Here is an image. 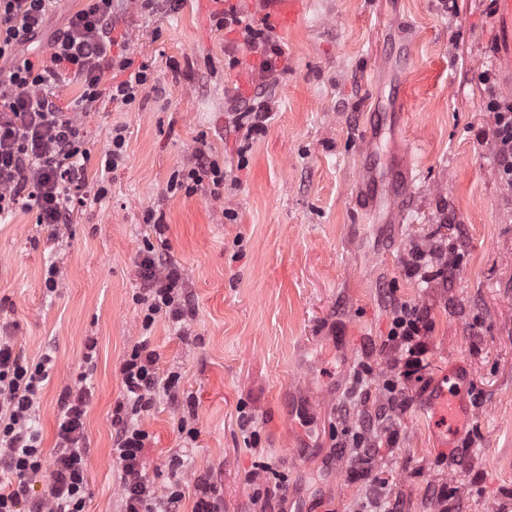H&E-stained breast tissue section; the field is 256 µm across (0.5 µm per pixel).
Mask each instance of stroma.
<instances>
[{
  "label": "stroma",
  "mask_w": 512,
  "mask_h": 512,
  "mask_svg": "<svg viewBox=\"0 0 512 512\" xmlns=\"http://www.w3.org/2000/svg\"><path fill=\"white\" fill-rule=\"evenodd\" d=\"M223 9L185 0L145 13L115 0L116 31L152 80L133 105L105 94L78 117L88 185L105 184L106 197L56 230L24 208L0 223V329L29 361L55 360L33 421L44 454L95 339L86 510L120 512L110 415L120 363L143 340L160 374L181 376L178 401L160 396L140 422L148 475L160 492L180 482L181 512H193L202 478L224 512H357L369 488L351 478L346 443L362 392L381 396L391 309L408 303L427 309L432 330L397 438L374 462L387 512H512V193L497 178L480 83L493 69L498 93L512 97L501 59L512 26L496 0H302L290 25L273 0H246L242 11L268 21L284 50L270 86L260 55L216 28ZM257 92L274 111L242 156L233 107ZM116 126L125 158L107 172L100 159ZM374 133L372 180L361 152ZM200 147L227 171L223 196L168 192ZM149 212L166 226L192 313L146 330L138 260L156 238ZM435 243L453 244L457 268L429 283L409 276V249ZM449 381L473 419L448 445L422 409Z\"/></svg>",
  "instance_id": "obj_1"
}]
</instances>
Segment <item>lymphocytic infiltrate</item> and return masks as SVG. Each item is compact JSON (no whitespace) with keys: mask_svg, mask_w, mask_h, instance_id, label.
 <instances>
[{"mask_svg":"<svg viewBox=\"0 0 512 512\" xmlns=\"http://www.w3.org/2000/svg\"><path fill=\"white\" fill-rule=\"evenodd\" d=\"M113 0H86L71 14L47 50L29 58L56 0H0V218L11 215L21 201H30L41 224L70 223L76 208L89 196L86 132L75 120L88 111L103 92L114 101L133 104L152 75L147 64H135L117 47ZM217 28L238 32L262 58L266 82L279 78L276 61L283 54L270 25L253 20L228 6L216 19ZM80 88L71 113L61 112L57 92L71 78ZM485 111L494 115L492 139L496 170L504 189H512V99L495 90V73L486 70ZM226 174L219 162L197 151L170 184L171 189L194 193L207 188L212 197L224 192ZM145 288L143 328L165 316L181 322L189 312L183 275L169 258L167 240L147 245L139 262ZM431 322L426 309L400 304L392 311L388 345L392 352L383 382L384 398L365 411L352 438L353 478L369 479L377 448L394 443L393 425L408 405L405 384L421 379L426 368ZM96 357L88 342L84 369L75 386L61 398L56 442L50 464H43L41 436L31 422L36 395L53 367L51 357L31 363L17 350L15 340L0 336V512H85L89 472L84 418L93 395L88 383ZM123 398L112 411V455L119 467L123 512H178L183 499L179 485L158 493L147 477L144 460L148 434L139 425L151 411L158 393L176 398L179 377L160 376L158 356L145 344L132 347L120 368ZM48 471L43 497L30 496L31 482Z\"/></svg>","mask_w":512,"mask_h":512,"instance_id":"1","label":"lymphocytic infiltrate"}]
</instances>
